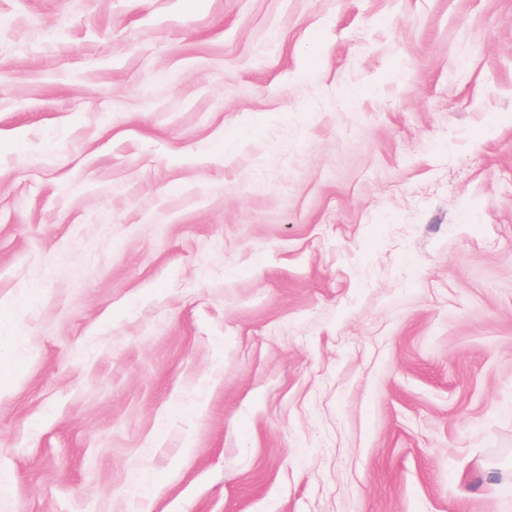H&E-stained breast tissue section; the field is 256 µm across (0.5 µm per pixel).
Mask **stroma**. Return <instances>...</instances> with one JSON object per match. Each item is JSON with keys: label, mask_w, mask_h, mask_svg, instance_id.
Segmentation results:
<instances>
[{"label": "stroma", "mask_w": 512, "mask_h": 512, "mask_svg": "<svg viewBox=\"0 0 512 512\" xmlns=\"http://www.w3.org/2000/svg\"><path fill=\"white\" fill-rule=\"evenodd\" d=\"M0 512H512V0H0Z\"/></svg>", "instance_id": "35a3bbf8"}]
</instances>
